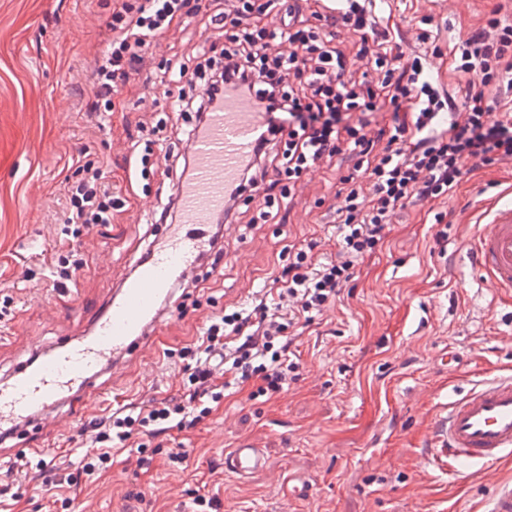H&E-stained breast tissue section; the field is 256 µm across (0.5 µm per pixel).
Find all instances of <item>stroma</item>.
I'll return each instance as SVG.
<instances>
[{
    "label": "stroma",
    "mask_w": 512,
    "mask_h": 512,
    "mask_svg": "<svg viewBox=\"0 0 512 512\" xmlns=\"http://www.w3.org/2000/svg\"><path fill=\"white\" fill-rule=\"evenodd\" d=\"M512 21V0H376L380 28L406 38V49L428 54L432 81L456 86L450 51L458 37L481 28L492 9ZM112 0H0V380L42 348L86 335L136 262L161 239L157 215L175 175H142L139 154L180 149L170 131L144 123V112L167 113L178 96L173 82L135 76L110 115L86 110L90 67L107 32ZM425 40H418V33ZM225 32L190 23L181 39H158L150 66L192 57L193 47L222 49ZM110 161L107 180L126 200L112 223L84 236L72 256L77 303L54 288L47 257L63 239L58 198L81 177L84 156ZM357 162L304 178L302 193L281 199L266 223L224 228L217 268L196 276L202 290L173 294L178 315L160 324L146 345L100 374L99 383L132 407L183 387L173 349L192 342L225 306H248L268 284L290 245L315 239L320 261L336 253V195ZM512 202V161L484 166L464 178L454 197L400 212L382 251L366 257L335 305L301 337V375L279 397L227 395L195 429L168 437L136 436L116 447L112 467L67 485L92 451L89 421L111 415L93 394L63 409L71 430L29 434L0 445V469L20 456H42L49 490L29 480L0 512H46L50 493L74 498L79 512H193L204 495L217 512H480L493 486L512 479V459L450 476L427 462L428 428L449 401L484 379L512 373V302L500 299L475 268L470 242L490 209ZM249 439L271 468L245 478L225 474L224 452ZM147 464H130L138 444ZM182 465H169L171 449ZM310 483L311 491L293 489Z\"/></svg>",
    "instance_id": "obj_1"
}]
</instances>
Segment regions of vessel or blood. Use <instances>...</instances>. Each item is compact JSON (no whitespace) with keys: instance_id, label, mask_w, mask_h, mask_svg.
<instances>
[{"instance_id":"vessel-or-blood-1","label":"vessel or blood","mask_w":512,"mask_h":512,"mask_svg":"<svg viewBox=\"0 0 512 512\" xmlns=\"http://www.w3.org/2000/svg\"><path fill=\"white\" fill-rule=\"evenodd\" d=\"M268 116L248 97L227 91L194 136L191 175L174 188L180 220L112 295L93 332L43 350L0 384V429L50 412L94 387L98 371L136 347L149 344L162 318L160 306L175 284L189 278L211 251L210 224L253 155ZM470 252L480 275L512 297V204L496 208L473 239ZM431 461L447 467H490L512 453V374L474 385L436 415L430 430ZM262 449L248 440L224 452V472L243 478L269 468ZM482 512H512V482L499 483Z\"/></svg>"}]
</instances>
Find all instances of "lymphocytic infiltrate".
<instances>
[{
	"instance_id": "obj_1",
	"label": "lymphocytic infiltrate",
	"mask_w": 512,
	"mask_h": 512,
	"mask_svg": "<svg viewBox=\"0 0 512 512\" xmlns=\"http://www.w3.org/2000/svg\"><path fill=\"white\" fill-rule=\"evenodd\" d=\"M205 0L197 14L208 24L230 27L223 62L198 49L207 80L200 93L181 97V107L203 127L226 90L256 101L268 115L252 162L211 224L221 261L223 227L240 220L243 193L260 198L258 218L267 219L277 199L293 197L310 170L331 166L344 153L358 159L340 181L345 205L339 219L336 256L322 263L316 242L291 246L288 261L251 309L226 307L209 319L194 342L177 351L187 383L182 394L116 410L90 422L98 448L81 472L111 467L112 442L141 432L152 436L190 430L208 418L227 389L250 383L255 396L284 392L300 376L294 360L297 330L334 305L359 261L379 251L395 216L409 207L452 198L468 169L512 161V112L500 94L512 90V23L491 11L482 29L454 45L453 71L462 95L440 91L423 55L406 52L380 30L371 0ZM185 0H113L109 24L88 85V109L108 112L131 75L149 69L154 39L183 33L190 21ZM276 14L277 23L264 22ZM387 110L389 127L370 129L366 116ZM447 121H439L440 113ZM108 160L85 161L84 176L64 185L65 221L72 229L53 261L55 277L69 281L67 254L83 232L111 223L124 201L107 182Z\"/></svg>"
}]
</instances>
